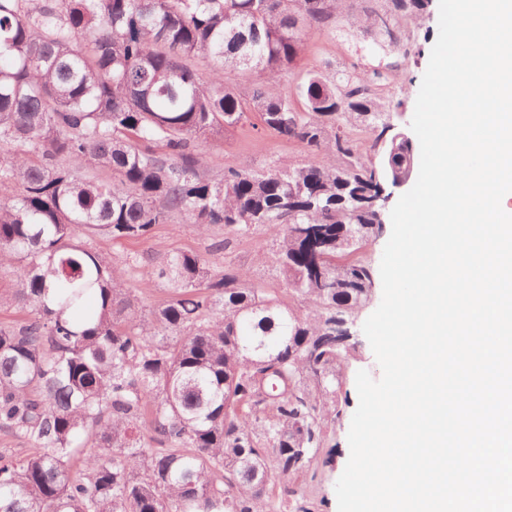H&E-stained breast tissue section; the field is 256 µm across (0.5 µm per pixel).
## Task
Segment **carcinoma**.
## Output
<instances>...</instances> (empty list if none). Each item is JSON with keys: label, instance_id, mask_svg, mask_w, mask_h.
<instances>
[{"label": "carcinoma", "instance_id": "cac0c4a2", "mask_svg": "<svg viewBox=\"0 0 512 512\" xmlns=\"http://www.w3.org/2000/svg\"><path fill=\"white\" fill-rule=\"evenodd\" d=\"M353 2L0 0V270L18 282L0 307L29 310L0 324V430L22 444L0 448V512H276L269 472L310 466L373 298V125L401 65L278 81L310 30L341 22L385 17L378 48L404 57L433 4ZM249 114L314 160L207 178L198 141ZM173 215L267 228L280 287L195 253L109 262L91 246ZM132 271L168 296L142 310Z\"/></svg>", "mask_w": 512, "mask_h": 512}]
</instances>
